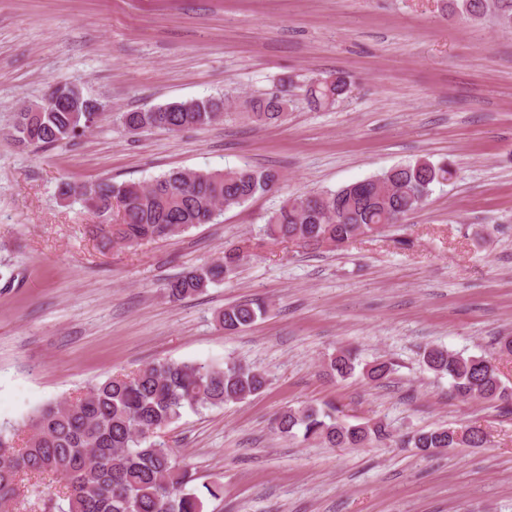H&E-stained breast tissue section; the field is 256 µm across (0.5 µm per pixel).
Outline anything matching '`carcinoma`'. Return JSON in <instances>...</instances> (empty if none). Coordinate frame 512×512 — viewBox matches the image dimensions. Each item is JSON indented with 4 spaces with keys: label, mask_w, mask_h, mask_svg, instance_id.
Listing matches in <instances>:
<instances>
[{
    "label": "carcinoma",
    "mask_w": 512,
    "mask_h": 512,
    "mask_svg": "<svg viewBox=\"0 0 512 512\" xmlns=\"http://www.w3.org/2000/svg\"><path fill=\"white\" fill-rule=\"evenodd\" d=\"M487 9V0L452 4L453 11L474 17ZM346 89L345 78L336 75L311 82L304 92L311 105L322 108ZM286 93L284 89L280 95L258 97L251 101V111L236 116L258 126L277 123L285 117ZM226 105L224 96L211 95L122 112L117 120L130 133H178L223 122L231 116ZM87 120L86 113L70 112L63 105L51 112H18L11 137L21 148L51 146L83 135ZM452 175L448 163L422 158L336 190L290 197L267 215L266 234L272 240L341 244L422 209L433 187ZM279 180L275 170L248 166L173 170L147 184L65 181L59 195L96 199L95 213L103 223L93 225L92 232L100 246L132 248L212 223L224 211L268 192ZM115 205L118 219L111 223L108 217ZM247 258L239 247L226 249L219 259L168 281L167 296L179 301L200 295L234 274ZM265 310L261 302L235 303L220 310L217 321L224 330L236 332L251 326ZM423 363L450 378L458 399L499 402L512 412V390L502 385L492 360L427 347ZM357 365L356 354L342 350L330 359L329 369L346 377ZM364 370L370 380L381 381L393 372L394 364L376 361ZM267 384L265 373L241 363L156 360L132 374L111 375L74 396L43 404L29 416L24 436L21 429L0 424V512H16L26 482L44 475L60 478L63 485L40 497L41 512H204V499L189 488L190 466L161 440V434L187 410L239 402L261 393ZM272 428L284 438L300 435L326 448H356L393 437L381 421H344L330 403L284 409ZM402 442L423 452L478 448L486 443V434L476 427L461 434L440 427L406 436Z\"/></svg>",
    "instance_id": "carcinoma-1"
}]
</instances>
